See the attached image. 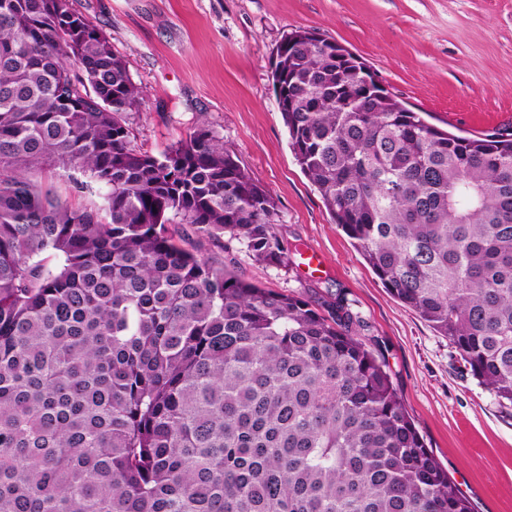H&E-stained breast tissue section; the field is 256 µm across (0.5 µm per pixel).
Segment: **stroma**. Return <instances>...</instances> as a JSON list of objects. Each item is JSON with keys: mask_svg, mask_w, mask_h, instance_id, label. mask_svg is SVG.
Listing matches in <instances>:
<instances>
[{"mask_svg": "<svg viewBox=\"0 0 512 512\" xmlns=\"http://www.w3.org/2000/svg\"><path fill=\"white\" fill-rule=\"evenodd\" d=\"M109 38L145 91L133 143L159 153L200 121L270 192L290 260L245 246L196 247L258 287L312 297L340 290L367 324L435 458L476 512H512V407L501 406L447 337L399 302L333 224L288 143L271 72L295 28L317 30L370 66L386 88L441 129L512 132V0H71ZM316 250L321 264L300 266Z\"/></svg>", "mask_w": 512, "mask_h": 512, "instance_id": "stroma-1", "label": "stroma"}]
</instances>
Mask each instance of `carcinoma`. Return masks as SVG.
I'll return each mask as SVG.
<instances>
[{
	"mask_svg": "<svg viewBox=\"0 0 512 512\" xmlns=\"http://www.w3.org/2000/svg\"><path fill=\"white\" fill-rule=\"evenodd\" d=\"M295 158L385 288L512 405V134L460 136L336 41L277 45ZM143 90L70 0H0V512H474L345 299L248 283L169 230L279 265L266 188L204 122L132 143ZM81 173L75 206L39 177Z\"/></svg>",
	"mask_w": 512,
	"mask_h": 512,
	"instance_id": "1",
	"label": "carcinoma"
}]
</instances>
